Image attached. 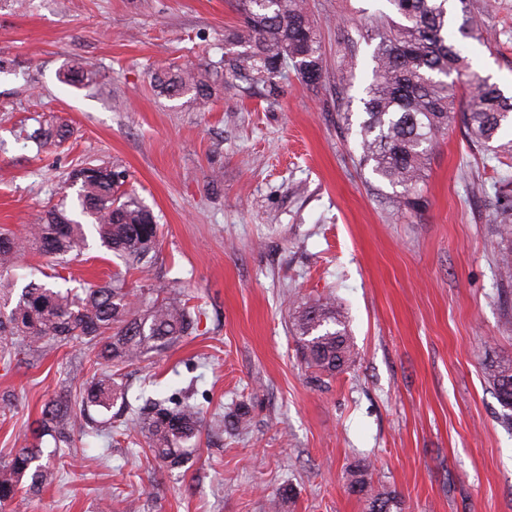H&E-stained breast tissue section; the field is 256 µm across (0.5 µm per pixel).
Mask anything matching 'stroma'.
Segmentation results:
<instances>
[{"label": "stroma", "instance_id": "35a3bbf8", "mask_svg": "<svg viewBox=\"0 0 512 512\" xmlns=\"http://www.w3.org/2000/svg\"><path fill=\"white\" fill-rule=\"evenodd\" d=\"M326 72L307 86L289 74L278 93L230 81L224 36L234 0H0V227L35 223L45 206H73L68 174L85 159L128 171L161 230L136 288L181 281L202 304L196 336L128 368L140 385L190 389L204 410L251 405L248 430L202 435L193 465L162 474L135 432L113 446L77 433L41 495L6 512H363L345 478L373 464V492L403 512H512V427L486 379L512 356V298L498 260L505 235L496 190L512 157L470 146L454 124L433 152L414 209L358 165L341 113L371 77L374 41L336 72V42L359 37L386 0H307ZM469 0L481 14L465 39L474 70L512 96V0ZM74 60L94 84L66 85ZM191 69L211 93L158 90L154 73ZM50 121L72 135L57 148L23 140ZM70 287L104 281L116 259L90 239ZM342 302L357 357L330 384L296 355L292 314L325 294ZM81 346L57 345L29 367L0 364V462L26 421L84 380Z\"/></svg>", "mask_w": 512, "mask_h": 512}]
</instances>
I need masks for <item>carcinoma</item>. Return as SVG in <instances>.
<instances>
[{
    "mask_svg": "<svg viewBox=\"0 0 512 512\" xmlns=\"http://www.w3.org/2000/svg\"><path fill=\"white\" fill-rule=\"evenodd\" d=\"M394 15H382L370 32L378 43L369 84L359 98L358 163L379 181L402 188L398 204L414 208L421 198L431 155L456 117L475 146L493 153L511 152L512 142L494 145L500 131L512 125V97L489 78H466L468 57L450 30L449 0H388ZM462 4L459 33L468 38L477 27L475 16ZM242 21L225 43L241 49L242 57L229 65L234 76L271 88L292 68L307 85L324 78V53L317 23L306 0H236ZM357 41L342 37L336 46V68L342 70L356 55ZM94 73L78 63L67 66L65 81L78 86L93 82ZM154 83L174 99L192 95L207 104L209 88L195 73H157ZM465 89L462 112L454 111L456 87ZM66 124H48L32 135L46 147L66 142ZM126 170L114 165L81 164L69 180L78 187L82 216L98 235L100 247L121 264L108 280L90 288H63L56 283L64 269L88 248L82 222L63 209L44 210L38 222L19 236L0 228V360L21 363L51 343H76L86 351L85 363L95 369L76 398L57 395L43 405L40 416L20 435V448L0 477V509L20 491L37 493L52 477L51 462L71 447V431L102 437L132 429L141 436L160 469L179 470L195 456L202 431L209 426L201 407L185 395L135 397L120 379V370L161 354L189 338L198 325L201 307L181 287L163 297L147 298L131 288L128 276L148 267L160 251L153 212L133 192L123 190ZM499 222L512 242V197L499 207ZM46 258L53 270L30 273L22 288H14L12 271L28 251ZM297 352L315 380L330 383L354 357L347 316L332 297L319 298L295 312ZM486 378L503 408L511 411L512 360L487 369ZM214 428L244 431L250 426L246 403L214 420ZM53 448L45 451V438ZM371 463L358 462L346 472L349 488L359 493L369 484ZM365 512H402L398 495L368 496Z\"/></svg>",
    "mask_w": 512,
    "mask_h": 512,
    "instance_id": "cac0c4a2",
    "label": "carcinoma"
}]
</instances>
